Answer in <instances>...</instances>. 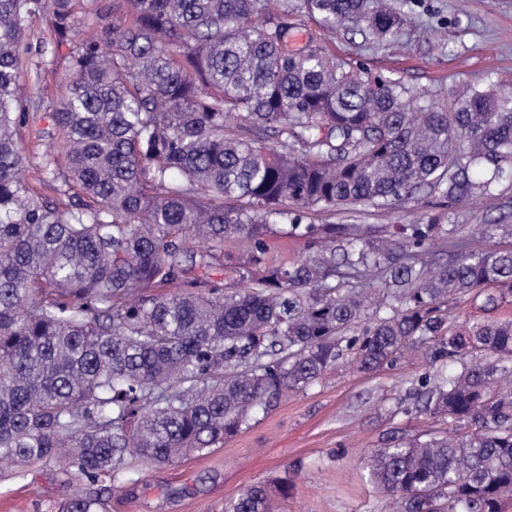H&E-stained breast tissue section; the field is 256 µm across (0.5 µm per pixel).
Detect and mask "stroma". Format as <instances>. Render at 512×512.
<instances>
[{"instance_id": "obj_1", "label": "stroma", "mask_w": 512, "mask_h": 512, "mask_svg": "<svg viewBox=\"0 0 512 512\" xmlns=\"http://www.w3.org/2000/svg\"><path fill=\"white\" fill-rule=\"evenodd\" d=\"M407 21L396 38L365 43L355 31L340 29L326 42L329 53L354 68L401 80L418 93L435 96L464 91L487 79L512 81V0H404ZM44 21L33 22L23 55L22 91L44 90L45 103L64 89L68 51H41L48 42ZM48 119L35 116L23 131L24 178L42 190L38 140L52 133ZM450 212L456 223L512 224V181L497 196L479 203L448 202L417 194L389 208L339 206L312 211L311 224H406L434 211ZM349 358L306 391L290 395L250 428L202 454L169 465L129 461L126 475L108 501V512H224V505L247 487L263 483L276 491L287 482L278 512H388V501L358 465L362 453L377 448L389 428H420L423 414L396 413V402L428 365L404 359L369 374L353 372ZM91 484L56 463H38L22 474L0 471V512H58L79 492L97 494Z\"/></svg>"}]
</instances>
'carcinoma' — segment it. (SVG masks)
Listing matches in <instances>:
<instances>
[{
    "instance_id": "cac0c4a2",
    "label": "carcinoma",
    "mask_w": 512,
    "mask_h": 512,
    "mask_svg": "<svg viewBox=\"0 0 512 512\" xmlns=\"http://www.w3.org/2000/svg\"><path fill=\"white\" fill-rule=\"evenodd\" d=\"M301 3L321 32L297 47L288 0H112L89 29L80 0H0V462L113 484L129 457L224 444L345 349L360 373L420 355L429 371L395 413L442 428H391L363 468L394 512H502L512 320L457 325L448 302L489 285L484 306L512 297V247H472L446 213L384 235L303 220L420 192L494 196L512 179V91L490 80L421 104L319 45L338 28L392 38L400 8ZM37 17L70 47L46 113L66 146L42 154L52 196L21 177V133L39 111L21 92V47ZM62 163L76 186L55 185ZM279 225L306 257L270 261ZM475 231L510 238L512 224ZM103 509L76 495L61 512ZM224 512L275 508L256 484Z\"/></svg>"
}]
</instances>
